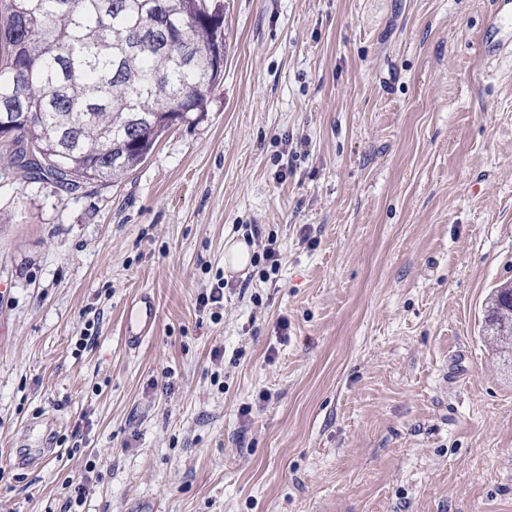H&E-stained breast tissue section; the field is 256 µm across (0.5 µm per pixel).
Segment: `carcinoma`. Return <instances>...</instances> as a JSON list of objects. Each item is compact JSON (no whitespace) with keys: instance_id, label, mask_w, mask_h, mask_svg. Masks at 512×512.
Returning a JSON list of instances; mask_svg holds the SVG:
<instances>
[{"instance_id":"obj_1","label":"carcinoma","mask_w":512,"mask_h":512,"mask_svg":"<svg viewBox=\"0 0 512 512\" xmlns=\"http://www.w3.org/2000/svg\"><path fill=\"white\" fill-rule=\"evenodd\" d=\"M200 0H0V121L12 144L42 141L54 166L20 148L12 163L71 190L66 178L115 183L152 153L177 122L206 112L224 71V5ZM27 84V125L3 104ZM11 112L7 116L4 111ZM491 339L512 357V289L486 310Z\"/></svg>"}]
</instances>
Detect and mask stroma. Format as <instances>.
<instances>
[{"label": "stroma", "instance_id": "obj_1", "mask_svg": "<svg viewBox=\"0 0 512 512\" xmlns=\"http://www.w3.org/2000/svg\"><path fill=\"white\" fill-rule=\"evenodd\" d=\"M493 2L224 0L204 117L121 183L72 193L0 148V512H60L89 461L81 512H512ZM243 224L278 274L199 308ZM511 316V319H510ZM488 324L494 325L493 339L499 350V358L502 360L512 358V289H497L487 306L486 315ZM158 308L153 296L142 293L127 306L123 318L122 336L125 346L136 351L154 332Z\"/></svg>", "mask_w": 512, "mask_h": 512}]
</instances>
